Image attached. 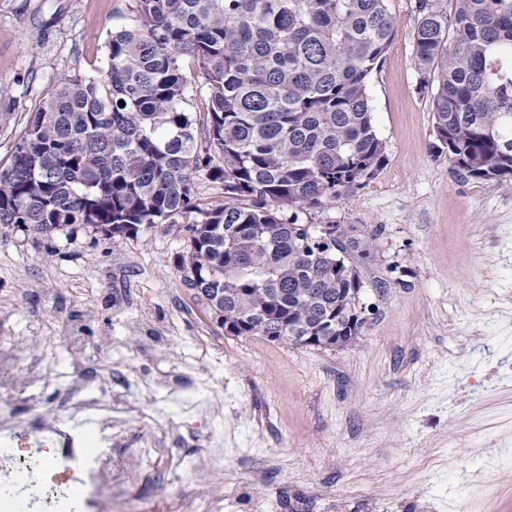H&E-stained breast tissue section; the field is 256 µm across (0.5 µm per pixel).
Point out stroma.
Wrapping results in <instances>:
<instances>
[{"label":"stroma","instance_id":"obj_1","mask_svg":"<svg viewBox=\"0 0 512 512\" xmlns=\"http://www.w3.org/2000/svg\"><path fill=\"white\" fill-rule=\"evenodd\" d=\"M131 4L0 0V165L61 75L105 67ZM418 4L387 0L393 38L368 84L385 162L300 215L376 236L353 343L227 334L176 265L180 226L39 241L0 225V345L18 387L0 413L69 421L87 443L95 412L60 407L61 392L80 378L96 396L123 374L112 392L127 434L163 441L189 470L139 479L153 512L203 498L223 512H512V181L462 177L437 150L414 60ZM72 328L84 350L68 344ZM31 364L47 379L32 382Z\"/></svg>","mask_w":512,"mask_h":512}]
</instances>
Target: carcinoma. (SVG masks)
I'll return each instance as SVG.
<instances>
[{
  "instance_id": "carcinoma-1",
  "label": "carcinoma",
  "mask_w": 512,
  "mask_h": 512,
  "mask_svg": "<svg viewBox=\"0 0 512 512\" xmlns=\"http://www.w3.org/2000/svg\"><path fill=\"white\" fill-rule=\"evenodd\" d=\"M419 12L437 148L467 178L512 179V0H457L451 22L430 0ZM393 26L386 0H134L106 67L61 76L28 117L0 169V224L112 239L182 221L178 267L220 325L237 316L228 334L350 342L375 243L308 235L298 211L384 163L367 88Z\"/></svg>"
}]
</instances>
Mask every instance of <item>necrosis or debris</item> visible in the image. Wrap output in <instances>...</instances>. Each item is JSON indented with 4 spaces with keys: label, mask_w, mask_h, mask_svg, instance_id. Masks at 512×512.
Instances as JSON below:
<instances>
[{
    "label": "necrosis or debris",
    "mask_w": 512,
    "mask_h": 512,
    "mask_svg": "<svg viewBox=\"0 0 512 512\" xmlns=\"http://www.w3.org/2000/svg\"><path fill=\"white\" fill-rule=\"evenodd\" d=\"M66 402L75 409L97 413L98 445L80 448L74 444L75 429L60 419L42 421L38 438L40 447H29L20 439L23 426L17 417L0 416V432L7 439L0 448V483L15 487L14 498L21 512H70L72 488H79L82 512H134V502L123 486L126 472L112 457L113 445L121 444L122 432L116 431L118 417L126 413L121 398L103 404L88 397L79 382H72ZM136 465L147 476L171 480L183 471L182 460L154 440L141 441L135 454ZM109 472V482H102V472Z\"/></svg>",
    "instance_id": "1"
}]
</instances>
